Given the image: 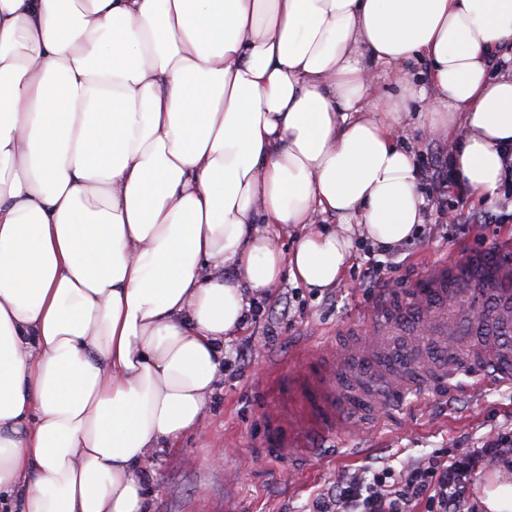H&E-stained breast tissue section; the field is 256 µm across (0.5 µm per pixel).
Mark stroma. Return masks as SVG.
Wrapping results in <instances>:
<instances>
[{
  "label": "stroma",
  "mask_w": 512,
  "mask_h": 512,
  "mask_svg": "<svg viewBox=\"0 0 512 512\" xmlns=\"http://www.w3.org/2000/svg\"><path fill=\"white\" fill-rule=\"evenodd\" d=\"M420 106V100H411L398 143L415 152L424 169L452 151L455 142L429 134L419 119ZM428 193L427 185H420L430 235H414L390 254L371 255L354 243L341 280L321 293L282 277L263 297L258 316L225 340L224 370L200 426L142 465L148 512H307L318 494L363 466L401 473L432 456H452L512 432V384L495 382L473 392L470 378L460 375L445 391L425 390L401 408L355 418L303 469L266 456L260 447L268 419L280 405L275 375L305 370L308 349L337 345L357 332L364 312L376 307L377 288L360 282L364 261L390 262L406 288L432 258L488 250L512 256V223L484 219L485 212L495 210L496 198L476 200L457 187L445 189V202L460 216L459 224L450 225Z\"/></svg>",
  "instance_id": "35a3bbf8"
}]
</instances>
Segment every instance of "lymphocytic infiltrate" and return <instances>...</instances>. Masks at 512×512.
I'll use <instances>...</instances> for the list:
<instances>
[{
	"label": "lymphocytic infiltrate",
	"instance_id": "1",
	"mask_svg": "<svg viewBox=\"0 0 512 512\" xmlns=\"http://www.w3.org/2000/svg\"><path fill=\"white\" fill-rule=\"evenodd\" d=\"M511 457L512 435L499 434L482 447L460 449L446 461L431 459L394 479L384 471L343 478L313 503L312 512H411L419 500L426 501L428 512H477L470 495L479 468Z\"/></svg>",
	"mask_w": 512,
	"mask_h": 512
}]
</instances>
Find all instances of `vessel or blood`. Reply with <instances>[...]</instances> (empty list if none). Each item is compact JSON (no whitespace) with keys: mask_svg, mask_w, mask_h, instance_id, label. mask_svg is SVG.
I'll return each instance as SVG.
<instances>
[{"mask_svg":"<svg viewBox=\"0 0 512 512\" xmlns=\"http://www.w3.org/2000/svg\"><path fill=\"white\" fill-rule=\"evenodd\" d=\"M460 373L476 389L512 382V262L495 252L431 262L411 288L365 314L361 334L329 365L313 357L303 375L281 373L282 392L305 396L308 423L296 433L287 415H272L262 446L304 465L342 414L396 403Z\"/></svg>","mask_w":512,"mask_h":512,"instance_id":"b4317fda","label":"vessel or blood"}]
</instances>
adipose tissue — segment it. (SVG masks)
<instances>
[{
    "mask_svg": "<svg viewBox=\"0 0 512 512\" xmlns=\"http://www.w3.org/2000/svg\"><path fill=\"white\" fill-rule=\"evenodd\" d=\"M512 0H0V494L9 512H145L139 465L201 424L246 292L340 280L356 218L424 222L397 142L408 61L430 133L496 192ZM395 71L376 88L373 68ZM302 226L291 251L259 225ZM243 274L225 278V267ZM512 512V476L478 487Z\"/></svg>",
    "mask_w": 512,
    "mask_h": 512,
    "instance_id": "obj_1",
    "label": "adipose tissue"
}]
</instances>
